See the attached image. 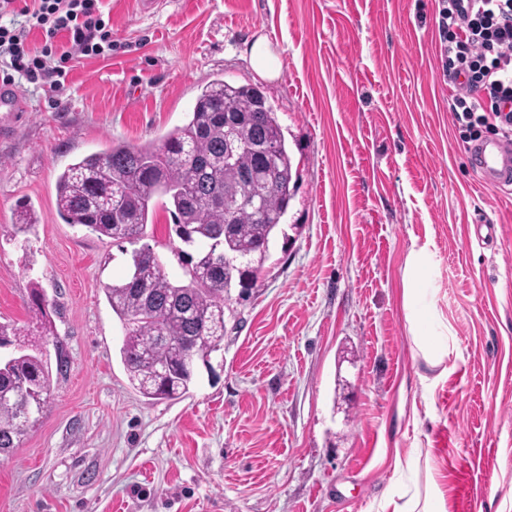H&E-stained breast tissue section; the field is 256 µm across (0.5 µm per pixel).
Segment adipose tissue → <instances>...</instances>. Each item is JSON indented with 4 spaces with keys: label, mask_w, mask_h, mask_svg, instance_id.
<instances>
[{
    "label": "adipose tissue",
    "mask_w": 512,
    "mask_h": 512,
    "mask_svg": "<svg viewBox=\"0 0 512 512\" xmlns=\"http://www.w3.org/2000/svg\"><path fill=\"white\" fill-rule=\"evenodd\" d=\"M427 261L428 253L423 247L412 250L407 256L403 273V305L418 355L427 365L436 367L447 357L448 346L442 339L423 333L419 319L420 294L415 286ZM377 512H446V506L442 497L414 481L389 489L379 502Z\"/></svg>",
    "instance_id": "adipose-tissue-1"
}]
</instances>
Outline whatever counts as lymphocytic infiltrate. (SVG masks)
Wrapping results in <instances>:
<instances>
[{
  "label": "lymphocytic infiltrate",
  "mask_w": 512,
  "mask_h": 512,
  "mask_svg": "<svg viewBox=\"0 0 512 512\" xmlns=\"http://www.w3.org/2000/svg\"><path fill=\"white\" fill-rule=\"evenodd\" d=\"M15 0H0V83L16 79L61 90L66 66L112 48V24L102 0H32L25 23H4ZM439 73L451 97L450 112L462 143L512 140V0H437ZM44 36L41 49L28 43L31 29ZM66 44H58L59 34Z\"/></svg>",
  "instance_id": "obj_1"
}]
</instances>
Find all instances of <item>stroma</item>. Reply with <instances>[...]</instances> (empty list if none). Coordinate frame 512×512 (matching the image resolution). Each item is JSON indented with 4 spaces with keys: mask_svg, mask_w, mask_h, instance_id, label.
<instances>
[{
    "mask_svg": "<svg viewBox=\"0 0 512 512\" xmlns=\"http://www.w3.org/2000/svg\"><path fill=\"white\" fill-rule=\"evenodd\" d=\"M103 5L111 54L80 59L60 93L18 81L24 111L0 112V323L38 335L40 288L68 360L40 423L0 457V512H375L393 485L429 477L447 512H512V187L484 182L452 124L435 0ZM267 33L273 81L245 56ZM216 78L273 105L299 189L189 395L151 400L129 383L103 291L126 257L62 221L56 179L112 141L182 125ZM22 203L38 217L25 234ZM169 224L158 212L146 242L181 281ZM423 245L444 373L416 358L402 303L404 260Z\"/></svg>",
    "mask_w": 512,
    "mask_h": 512,
    "instance_id": "stroma-1",
    "label": "stroma"
}]
</instances>
